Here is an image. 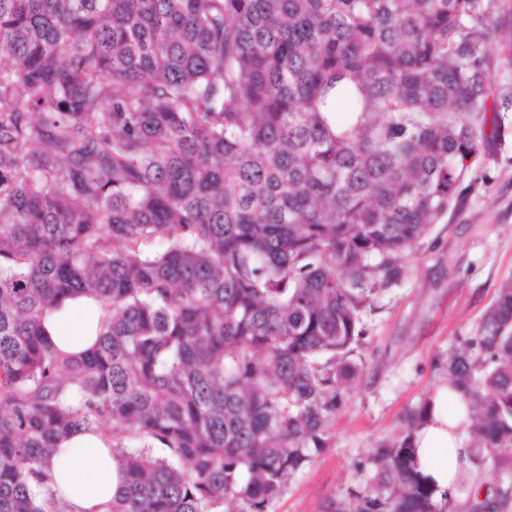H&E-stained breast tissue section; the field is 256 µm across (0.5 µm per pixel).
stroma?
<instances>
[{
    "instance_id": "stroma-1",
    "label": "stroma",
    "mask_w": 512,
    "mask_h": 512,
    "mask_svg": "<svg viewBox=\"0 0 512 512\" xmlns=\"http://www.w3.org/2000/svg\"><path fill=\"white\" fill-rule=\"evenodd\" d=\"M482 158L477 189L432 225L404 282L364 317L362 377L331 429L332 444L289 484L272 512H322L345 497L353 465L394 433L398 418L444 382L448 352L471 335L512 280V112Z\"/></svg>"
}]
</instances>
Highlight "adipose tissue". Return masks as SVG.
Returning <instances> with one entry per match:
<instances>
[{"mask_svg": "<svg viewBox=\"0 0 512 512\" xmlns=\"http://www.w3.org/2000/svg\"><path fill=\"white\" fill-rule=\"evenodd\" d=\"M100 306L86 297L66 300L48 314L45 327L58 349L78 354L97 339ZM468 408L447 384L438 385L413 437L418 470L434 491L435 501L452 495L465 457ZM62 512H108L118 486L112 441L79 431L60 441L44 464Z\"/></svg>", "mask_w": 512, "mask_h": 512, "instance_id": "adipose-tissue-1", "label": "adipose tissue"}]
</instances>
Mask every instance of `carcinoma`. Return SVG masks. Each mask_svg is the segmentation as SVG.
<instances>
[{
  "label": "carcinoma",
  "instance_id": "cac0c4a2",
  "mask_svg": "<svg viewBox=\"0 0 512 512\" xmlns=\"http://www.w3.org/2000/svg\"><path fill=\"white\" fill-rule=\"evenodd\" d=\"M499 2L0 0V512H60L42 465L79 428L114 443L109 512H271L331 445L364 314L512 112ZM76 296L105 311L79 357L44 326ZM447 373L469 469L497 480L465 506L490 512L512 494L511 282ZM427 403L323 512H457L414 469Z\"/></svg>",
  "mask_w": 512,
  "mask_h": 512
}]
</instances>
